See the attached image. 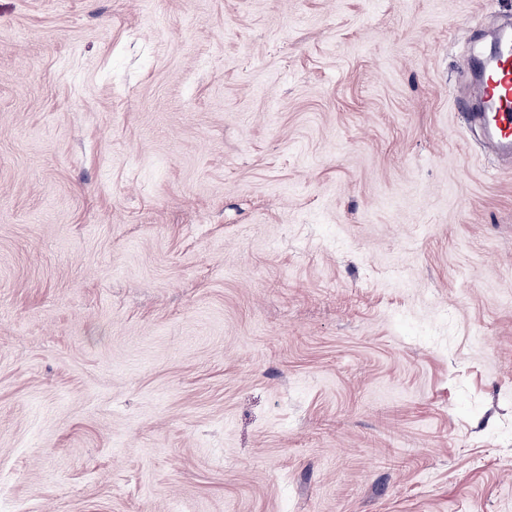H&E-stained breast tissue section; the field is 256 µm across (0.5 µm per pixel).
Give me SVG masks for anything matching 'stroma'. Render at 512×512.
<instances>
[{
  "mask_svg": "<svg viewBox=\"0 0 512 512\" xmlns=\"http://www.w3.org/2000/svg\"><path fill=\"white\" fill-rule=\"evenodd\" d=\"M512 0H0V512H512ZM465 70L469 81L461 100L467 113L496 150L512 155V28L501 32L488 55L469 56Z\"/></svg>",
  "mask_w": 512,
  "mask_h": 512,
  "instance_id": "35a3bbf8",
  "label": "stroma"
}]
</instances>
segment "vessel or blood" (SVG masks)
I'll use <instances>...</instances> for the list:
<instances>
[{"label":"vessel or blood","mask_w":512,"mask_h":512,"mask_svg":"<svg viewBox=\"0 0 512 512\" xmlns=\"http://www.w3.org/2000/svg\"><path fill=\"white\" fill-rule=\"evenodd\" d=\"M467 91L462 98L490 144L512 155V28L504 29L489 54L469 56Z\"/></svg>","instance_id":"vessel-or-blood-1"}]
</instances>
